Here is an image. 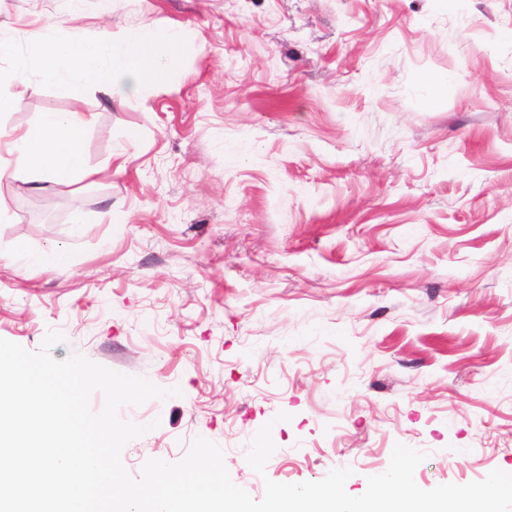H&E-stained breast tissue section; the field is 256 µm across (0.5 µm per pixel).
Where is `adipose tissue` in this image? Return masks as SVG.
Returning a JSON list of instances; mask_svg holds the SVG:
<instances>
[{
    "instance_id": "adipose-tissue-1",
    "label": "adipose tissue",
    "mask_w": 512,
    "mask_h": 512,
    "mask_svg": "<svg viewBox=\"0 0 512 512\" xmlns=\"http://www.w3.org/2000/svg\"><path fill=\"white\" fill-rule=\"evenodd\" d=\"M90 115L47 111L35 127L12 129L6 157H0V180L26 185L43 182L74 184L96 176L84 161L83 140Z\"/></svg>"
}]
</instances>
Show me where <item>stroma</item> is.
Returning a JSON list of instances; mask_svg holds the SVG:
<instances>
[{
    "instance_id": "35a3bbf8",
    "label": "stroma",
    "mask_w": 512,
    "mask_h": 512,
    "mask_svg": "<svg viewBox=\"0 0 512 512\" xmlns=\"http://www.w3.org/2000/svg\"><path fill=\"white\" fill-rule=\"evenodd\" d=\"M76 22L186 51L125 102L33 80L0 118L93 113L102 171L0 182V338L179 388L120 408L148 428L129 474L199 437L257 500L345 467L362 495L398 443L425 490L512 469V0H0V26Z\"/></svg>"
}]
</instances>
